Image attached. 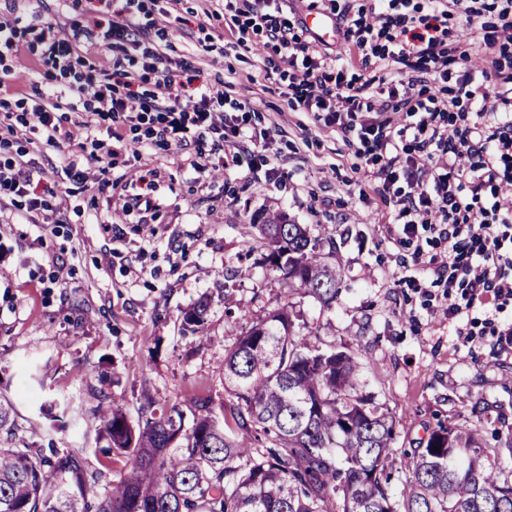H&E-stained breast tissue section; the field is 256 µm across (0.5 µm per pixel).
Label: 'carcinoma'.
I'll list each match as a JSON object with an SVG mask.
<instances>
[{"label": "carcinoma", "instance_id": "carcinoma-1", "mask_svg": "<svg viewBox=\"0 0 512 512\" xmlns=\"http://www.w3.org/2000/svg\"><path fill=\"white\" fill-rule=\"evenodd\" d=\"M259 230L262 267L285 296L331 307L345 278L324 261V241L282 214ZM288 307L242 329L224 353L221 408L232 422L201 397L188 420L176 404L155 405L147 387L135 421L100 402L99 434L127 472L102 485L81 449L0 447V512H512L503 476L512 438L491 448L477 427L440 422L396 461L393 419L359 387L353 345L316 347ZM209 311L204 297L179 310L182 329L204 331Z\"/></svg>", "mask_w": 512, "mask_h": 512}]
</instances>
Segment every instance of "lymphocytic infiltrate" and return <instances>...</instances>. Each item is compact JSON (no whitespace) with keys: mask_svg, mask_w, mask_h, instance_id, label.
Wrapping results in <instances>:
<instances>
[{"mask_svg":"<svg viewBox=\"0 0 512 512\" xmlns=\"http://www.w3.org/2000/svg\"><path fill=\"white\" fill-rule=\"evenodd\" d=\"M111 19L99 33L85 32L96 47L124 44L141 49L145 67L160 72L156 91L145 97L133 89V79L120 62L102 70L98 84L78 88V95H92L96 113H112L127 122L141 120L143 113H164V124L154 133L156 141L181 149L202 146L205 134L219 136L224 144V167H241V133L234 113L250 110V101L226 106L224 92L205 88L185 94L182 73L191 69L182 63L173 70L165 65L160 44L151 42L140 21L139 0H107ZM288 0H234L235 16L245 17L253 29L264 32L269 44L292 70L286 102L292 110L306 113L323 126L334 129L352 143L373 142L382 161L375 174L378 195L392 207V233L399 240L412 239L418 228L447 241L442 256L416 257L415 262L434 282L448 290L449 315H456L460 299L468 302L493 295L512 302V85L488 84L464 77L458 92L480 103L479 121L458 113L456 121L441 124L442 111L414 103L415 88L430 90L431 77L422 75L423 62L441 68L448 64V16L465 15L469 36L456 46L460 59L479 57L488 67L498 65L500 54L512 44V0H498L500 26L486 28L481 17L483 0H426L425 15L406 18L394 15V0H368L357 17L348 10L336 13L335 43L320 38L300 42L293 21L284 14ZM56 22L48 15L31 13L29 31L42 46V61L59 65L73 53L70 39L57 36ZM393 30L392 48L377 53L375 33ZM376 64L379 81L346 83L332 78L336 68L353 63ZM126 91L113 95L112 87ZM410 122L401 126L399 114ZM95 115H87L80 126L86 135L80 146L88 151L91 166L78 170L74 179L92 181L99 190L111 182L108 174L114 160L131 149L122 127L112 125L104 138L92 133ZM413 135L415 155H403L400 143ZM41 177L34 163L13 161L0 186L27 196L30 210H38L43 198L33 195Z\"/></svg>","mask_w":512,"mask_h":512,"instance_id":"obj_1","label":"lymphocytic infiltrate"}]
</instances>
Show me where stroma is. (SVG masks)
<instances>
[{
	"label": "stroma",
	"instance_id": "35a3bbf8",
	"mask_svg": "<svg viewBox=\"0 0 512 512\" xmlns=\"http://www.w3.org/2000/svg\"><path fill=\"white\" fill-rule=\"evenodd\" d=\"M142 4L141 21L166 33L171 62L190 61L199 86L253 103V111L236 115L243 145L268 139L281 172L228 170L214 150L195 170L188 151L173 145L125 154L112 177L128 194L138 193L141 174L156 173L152 196L160 208L154 234H146L112 192L63 174L70 161L87 168L84 151L49 147L25 126L38 91L96 82L113 60L147 95L157 73L144 70L140 54L81 42L62 71L38 65L34 45L5 57L0 162L26 155L43 169L50 193L31 212L26 198L0 190V402L12 406L17 424L13 435L0 430V446L81 448L90 469L119 479L125 461L98 438L92 391L122 399L132 416L145 385L158 404L187 413L198 394L221 404L225 348L285 300L315 345L347 342L360 353L361 386L395 422V457L412 452L441 421L476 422L486 441L500 446L512 430V348L501 347L486 322L512 318V306L488 298L445 315V288L372 220L384 207L370 178L380 166L374 152L348 147L307 114L288 110L289 70L264 33L206 17L204 0H182L174 16L162 13V0ZM40 10L56 16L68 38L107 21L99 0H41ZM273 213L331 242L347 283L331 307L284 296L281 282L264 274L252 220ZM204 295L213 303L203 333L182 332L180 309Z\"/></svg>",
	"mask_w": 512,
	"mask_h": 512
}]
</instances>
